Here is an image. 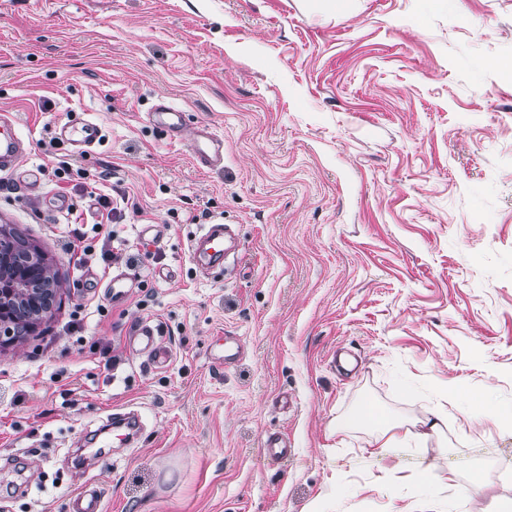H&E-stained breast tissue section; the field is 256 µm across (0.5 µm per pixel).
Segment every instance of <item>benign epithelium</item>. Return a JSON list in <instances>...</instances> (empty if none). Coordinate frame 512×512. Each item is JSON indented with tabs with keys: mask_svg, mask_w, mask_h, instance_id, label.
Returning a JSON list of instances; mask_svg holds the SVG:
<instances>
[{
	"mask_svg": "<svg viewBox=\"0 0 512 512\" xmlns=\"http://www.w3.org/2000/svg\"><path fill=\"white\" fill-rule=\"evenodd\" d=\"M62 284L45 257L19 246L0 227V347L16 343L15 329L29 330L50 312Z\"/></svg>",
	"mask_w": 512,
	"mask_h": 512,
	"instance_id": "7a95c632",
	"label": "benign epithelium"
}]
</instances>
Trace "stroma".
I'll use <instances>...</instances> for the list:
<instances>
[{
	"instance_id": "stroma-1",
	"label": "stroma",
	"mask_w": 512,
	"mask_h": 512,
	"mask_svg": "<svg viewBox=\"0 0 512 512\" xmlns=\"http://www.w3.org/2000/svg\"><path fill=\"white\" fill-rule=\"evenodd\" d=\"M0 0V111L27 141L0 174V225L38 249L62 290L35 333L0 349V512H68L99 477L104 512H418L448 468L476 469L475 512H512V426L463 415L422 437L451 390L512 399V0ZM486 66L474 73L465 55ZM186 114L182 139L148 119ZM105 131L92 155L54 138L71 112ZM224 166H195L199 126ZM126 194L109 269L77 270L70 229L97 241V197ZM58 199L70 208L55 209ZM161 230L153 240L145 225ZM227 224L212 276L190 241ZM125 274L127 295L83 272ZM84 304L81 337L68 335ZM159 325L155 370L130 328ZM240 338L216 370L209 345ZM124 362L106 370L103 351ZM145 428L119 461L71 460L112 411ZM390 424L373 448L368 415ZM288 434L273 463L262 445ZM263 447L265 459L272 462L288 460L294 451V448H291V441L288 439V435L284 434L268 436Z\"/></svg>"
}]
</instances>
